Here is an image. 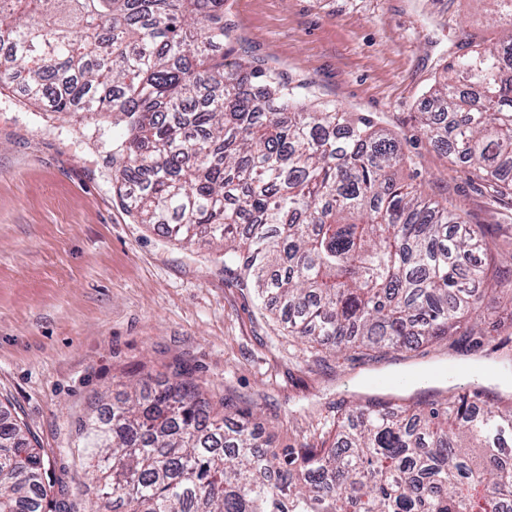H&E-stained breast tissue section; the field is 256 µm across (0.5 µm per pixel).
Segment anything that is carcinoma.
I'll list each match as a JSON object with an SVG mask.
<instances>
[{"label": "carcinoma", "instance_id": "obj_1", "mask_svg": "<svg viewBox=\"0 0 512 512\" xmlns=\"http://www.w3.org/2000/svg\"><path fill=\"white\" fill-rule=\"evenodd\" d=\"M495 44L443 67L421 113L453 168L512 201V0ZM224 0H0V89L112 126L103 157L138 224L218 248L286 334L349 356L446 342L495 352L492 292L512 295L481 224L402 177L400 140L239 58ZM91 407L66 457L88 481L59 512H512V395L479 381L448 397H367L299 448L219 415L181 366ZM47 472L0 416V512H43Z\"/></svg>", "mask_w": 512, "mask_h": 512}]
</instances>
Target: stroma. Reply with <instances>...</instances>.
Wrapping results in <instances>:
<instances>
[{"mask_svg":"<svg viewBox=\"0 0 512 512\" xmlns=\"http://www.w3.org/2000/svg\"><path fill=\"white\" fill-rule=\"evenodd\" d=\"M496 0H226L234 57L306 82L397 133L410 171L512 252V208L450 167L420 130L443 68L506 27ZM72 120L0 95V404L36 437L49 477L98 394L132 374L191 368L215 398L253 408L280 445L309 441L366 379L454 358L447 346L378 360L307 353L281 335L214 247L134 223Z\"/></svg>","mask_w":512,"mask_h":512,"instance_id":"obj_1","label":"stroma"}]
</instances>
